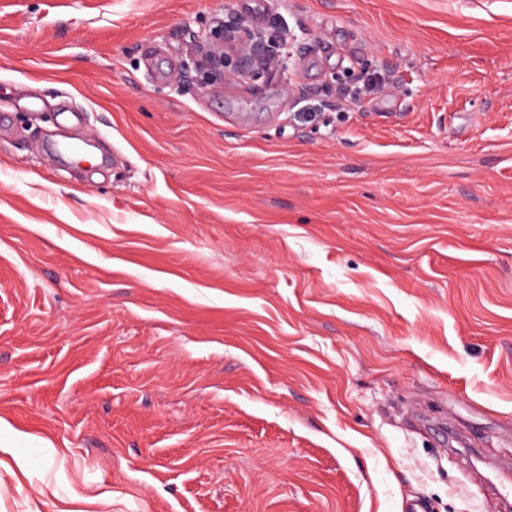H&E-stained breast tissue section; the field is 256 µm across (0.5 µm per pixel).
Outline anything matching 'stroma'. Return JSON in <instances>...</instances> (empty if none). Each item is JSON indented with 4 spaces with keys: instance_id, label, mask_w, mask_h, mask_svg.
<instances>
[{
    "instance_id": "stroma-1",
    "label": "stroma",
    "mask_w": 512,
    "mask_h": 512,
    "mask_svg": "<svg viewBox=\"0 0 512 512\" xmlns=\"http://www.w3.org/2000/svg\"><path fill=\"white\" fill-rule=\"evenodd\" d=\"M236 16L288 67L203 86ZM0 448V512H501L512 0H0Z\"/></svg>"
}]
</instances>
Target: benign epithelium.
I'll return each mask as SVG.
<instances>
[{"instance_id":"benign-epithelium-1","label":"benign epithelium","mask_w":512,"mask_h":512,"mask_svg":"<svg viewBox=\"0 0 512 512\" xmlns=\"http://www.w3.org/2000/svg\"><path fill=\"white\" fill-rule=\"evenodd\" d=\"M287 46L285 38L253 32L243 18L234 17L200 38L192 51V62L200 72L225 79H250L270 71L271 59L274 68H286L291 58Z\"/></svg>"}]
</instances>
